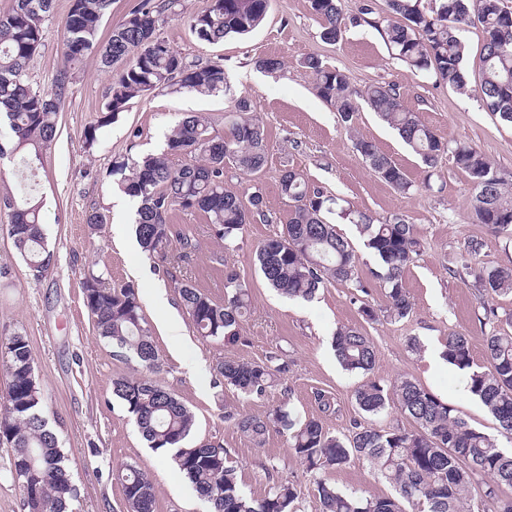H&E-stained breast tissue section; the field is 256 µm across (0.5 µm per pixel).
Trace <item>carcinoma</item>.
<instances>
[{"mask_svg":"<svg viewBox=\"0 0 512 512\" xmlns=\"http://www.w3.org/2000/svg\"><path fill=\"white\" fill-rule=\"evenodd\" d=\"M268 2L211 0L205 10L188 15L186 22L198 39L215 44L258 27ZM310 2L322 19L323 40L339 41L347 26L339 0ZM429 2L427 7L423 0H388L385 35L396 58L463 91L467 79L460 33L479 23L484 40L476 92L489 111L512 122V10L503 0ZM111 4L112 0H71L63 22L62 61L48 90L30 83L27 71L42 46L43 23L53 0H14L11 11L0 15V116L12 133L8 145H0V159L21 153L33 163L41 161L56 136L59 107L69 95L74 66L91 56L106 69L120 62L126 68L112 82L103 116L85 133L90 145L96 131L135 98L160 88L201 95L228 88L220 62L188 63L160 36V22L167 13L177 14L180 0H142L103 42L99 30ZM302 67L312 75L317 94L336 106L343 123H353L361 99L398 131L426 165L448 156L474 186V221L512 233V179L478 147L439 137L393 85H373L358 95L345 72L326 67L314 57L304 59ZM251 112V99L241 95L226 116L224 136L213 134L205 117L191 115L171 130L161 154L118 165V170L128 171L121 183L123 192L139 201L135 232L149 256L167 260L173 236L169 213L175 208L204 214L226 248L244 225L257 219L272 221L260 187H254L245 203L224 185L225 163L250 174L260 172L267 163L265 129ZM355 147L379 179L399 192L411 188L404 171L372 142L359 138ZM175 158L181 164L173 165ZM279 187L292 203L293 216L278 235L257 249L264 280L290 299L313 298L326 279L364 290L355 275L356 257L350 243L327 219L336 200L307 185L292 169L282 171ZM0 207L9 210L8 236L28 268L49 269L53 253L46 242L40 200L3 195ZM354 225L380 263L375 277L387 289L384 313L393 319L407 317L412 303L404 271L419 250L413 225L399 215L376 224L366 214L358 215ZM471 273L482 294H512V268L476 265ZM224 288L226 298L218 303L191 282H178L183 309L198 335L206 339L234 338L248 307L249 289L236 273L225 275ZM83 290L98 336L120 355L131 354L145 368L156 369L158 353L135 288H106L99 276L90 273ZM333 348L344 370L363 375L373 371L375 349L358 328L338 327ZM485 355L487 365L474 366L470 336L463 332L448 336L443 352L445 360L464 373L467 391L493 416L500 435L512 439V333L491 330L485 336ZM33 361L26 336L16 332L0 336V366L5 372L0 386V440L12 448L11 474L21 489L26 512H73L77 487L65 465L59 437L46 417ZM216 370L224 383L245 394L260 395L285 366L271 355L262 363L225 358L218 361ZM113 393L127 405L149 447L171 457L211 512H294L301 494L298 484L275 480L264 498L256 500L243 492L226 448L211 443L184 446L195 416L151 378H119L113 381ZM354 399L359 410L370 416L395 407L408 425L385 430L356 423L341 438L330 435L320 420L301 419L285 409L263 417L242 416L235 424L256 441L271 427L287 430L288 447L310 471L339 469L358 461L392 488L388 495L364 496L342 492L319 479L315 492L321 512H475L477 501L493 505L494 512H512V496L502 498V493L512 491V453L471 427L448 403L409 378L389 385L370 381L355 390ZM123 489L127 512H155V491L145 472L127 467Z\"/></svg>","mask_w":512,"mask_h":512,"instance_id":"cac0c4a2","label":"carcinoma"}]
</instances>
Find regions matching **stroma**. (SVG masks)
<instances>
[{
    "label": "stroma",
    "instance_id": "1",
    "mask_svg": "<svg viewBox=\"0 0 512 512\" xmlns=\"http://www.w3.org/2000/svg\"><path fill=\"white\" fill-rule=\"evenodd\" d=\"M183 16L165 17L160 32L186 61L222 60L228 94L199 95L159 89L133 99L109 125L98 127L94 144L84 138L96 125L108 101L119 67L103 70L98 59L76 68L68 97L61 105L58 135L41 162L26 165L18 156L0 160V195L33 191L43 201L44 233L54 262L34 277L8 235V216L0 210V333L28 337L34 373L46 403V416L60 436L61 448L79 489L78 512H126L121 478L126 467L147 472L154 484L156 512H209L171 461L148 447L135 420L112 391V383L142 371L132 358L116 356L100 339L84 304L87 274L102 277L107 287L132 285L161 361L153 378L174 393L195 415L190 445L222 444L236 467L245 493L259 499L272 480L301 488L296 512H319L316 478L346 493L388 494L387 484L366 466L355 463L315 474L289 450L288 436L270 428L254 440L235 425L241 415L264 416L285 407L301 417L321 418L332 435L348 434L353 422L388 428L403 424L397 410L372 418L354 400L365 379L390 383L409 378L456 409L473 428L498 437L505 450L512 441L499 438L496 422L476 399L464 396L465 377L450 365L433 368L428 352L443 347L450 334L470 336L474 362L485 366L484 338L492 328L512 320V295L495 298L487 316L474 279L462 259L474 255L491 266H512V236L487 224L474 223V197L469 178L451 160L424 165L396 130L368 107H361L353 126H345L334 105L318 96L303 58L317 57L325 66L344 71L351 87L362 91L375 84L397 86L406 104L438 134L480 148L493 163L512 174V123L490 112L476 95L457 93L430 72H417L394 58L384 35L387 0H341L347 19L342 40L321 37L322 21L310 0H269L266 16L252 33L213 45L192 34L186 14L206 8L210 0H181ZM71 0H54L44 23L40 51L29 64L30 82L49 89L60 62L62 22ZM371 13H363V5ZM276 56L284 66L274 73L256 68L259 58ZM248 96L254 118L264 125L268 160L257 175L226 165V185L241 196L261 187L273 220L244 225L230 247L219 245L203 214L178 209L169 214L176 231L191 235L196 249L182 261V275L215 301L224 299V278L235 271L250 291V306L239 325L236 342L201 338L180 304L176 284L161 262L150 259L135 236L137 201L120 187L115 163L161 153L172 128L187 114L205 116L215 134L224 132V115L232 99ZM401 167L410 183L401 193L380 180L355 148L356 139ZM301 173L310 185L336 197L329 220L352 244L356 274L365 285L357 291L326 282L309 301L282 297L267 286L256 264L257 247L281 232L292 217L282 198L284 169ZM106 216L102 226L88 224L92 212ZM364 212L375 222L404 216L413 224L420 249L406 268L404 282L412 302L403 319H366L361 309L385 307L386 290L374 273L377 259L364 247L352 214ZM162 301H155V294ZM342 325L361 328L376 351L370 375L351 374L337 362L331 347ZM419 342L412 350L411 342ZM280 355L287 362L273 386L260 395L216 383L215 365L225 357L264 362ZM332 399L335 409L321 413L317 393Z\"/></svg>",
    "mask_w": 512,
    "mask_h": 512
}]
</instances>
